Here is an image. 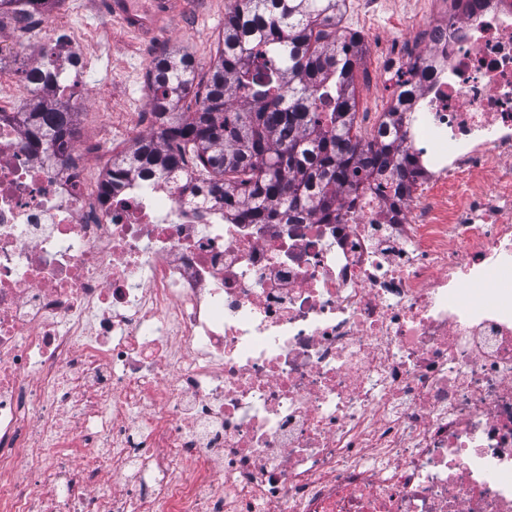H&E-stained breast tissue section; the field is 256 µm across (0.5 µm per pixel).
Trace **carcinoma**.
Returning a JSON list of instances; mask_svg holds the SVG:
<instances>
[{
  "mask_svg": "<svg viewBox=\"0 0 512 512\" xmlns=\"http://www.w3.org/2000/svg\"><path fill=\"white\" fill-rule=\"evenodd\" d=\"M346 0H233L216 60L197 79L194 61L162 54L150 74L155 141L136 143L112 161L113 177L148 167L188 168L215 202L238 210L242 224L291 222L303 211L336 219L338 186H359L370 168L393 165L404 180L407 157L393 155L399 127L364 143L357 122V35L339 27ZM194 94L195 111H178ZM25 121L46 148L73 146V112L30 102Z\"/></svg>",
  "mask_w": 512,
  "mask_h": 512,
  "instance_id": "obj_1",
  "label": "carcinoma"
}]
</instances>
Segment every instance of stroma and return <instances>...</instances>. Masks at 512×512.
Instances as JSON below:
<instances>
[{
	"label": "stroma",
	"instance_id": "1",
	"mask_svg": "<svg viewBox=\"0 0 512 512\" xmlns=\"http://www.w3.org/2000/svg\"><path fill=\"white\" fill-rule=\"evenodd\" d=\"M112 0H68L66 22L88 36L95 55L85 76L87 95L70 101L76 114V146H92L98 164L130 147L133 134L152 128L148 77L154 61L178 49L189 54L198 73H206L216 56L218 37L230 0H168L165 17L157 0H126L124 13H113ZM411 0H381L377 24L363 36V66H374L375 47L395 42L404 31L391 28L389 18L407 11ZM140 19L130 28L126 17Z\"/></svg>",
	"mask_w": 512,
	"mask_h": 512
}]
</instances>
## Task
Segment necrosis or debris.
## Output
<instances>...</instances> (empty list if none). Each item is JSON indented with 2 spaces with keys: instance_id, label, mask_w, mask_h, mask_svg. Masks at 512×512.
Here are the masks:
<instances>
[{
  "instance_id": "1",
  "label": "necrosis or debris",
  "mask_w": 512,
  "mask_h": 512,
  "mask_svg": "<svg viewBox=\"0 0 512 512\" xmlns=\"http://www.w3.org/2000/svg\"><path fill=\"white\" fill-rule=\"evenodd\" d=\"M391 16L408 192L240 224L184 172L117 184L0 109V512H512V0ZM17 15L48 101L91 54ZM99 477L90 487V477Z\"/></svg>"
}]
</instances>
